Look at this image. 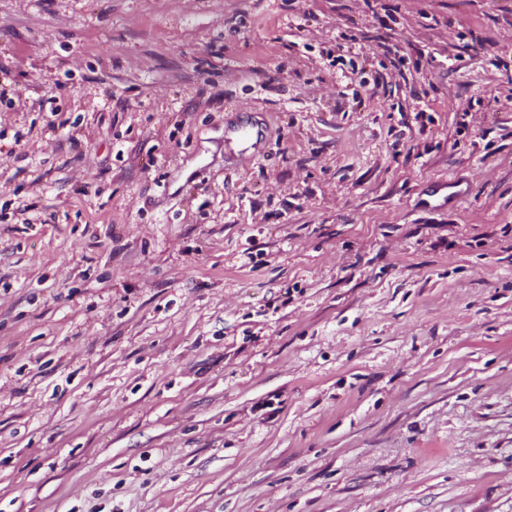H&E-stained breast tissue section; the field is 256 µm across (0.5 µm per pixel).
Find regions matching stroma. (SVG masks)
Listing matches in <instances>:
<instances>
[{"instance_id": "obj_1", "label": "stroma", "mask_w": 512, "mask_h": 512, "mask_svg": "<svg viewBox=\"0 0 512 512\" xmlns=\"http://www.w3.org/2000/svg\"><path fill=\"white\" fill-rule=\"evenodd\" d=\"M0 512H512V0H0Z\"/></svg>"}]
</instances>
